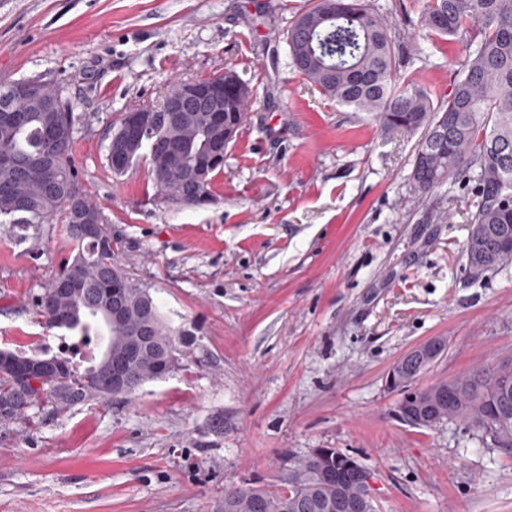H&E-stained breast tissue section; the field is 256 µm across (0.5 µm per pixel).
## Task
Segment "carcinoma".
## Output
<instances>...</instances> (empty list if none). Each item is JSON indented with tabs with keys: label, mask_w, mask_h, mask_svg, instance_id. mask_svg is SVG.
Returning a JSON list of instances; mask_svg holds the SVG:
<instances>
[{
	"label": "carcinoma",
	"mask_w": 512,
	"mask_h": 512,
	"mask_svg": "<svg viewBox=\"0 0 512 512\" xmlns=\"http://www.w3.org/2000/svg\"><path fill=\"white\" fill-rule=\"evenodd\" d=\"M419 25L428 36L458 37L464 60L460 77L439 104L412 81L397 80L406 58L419 53L404 45L370 0H312L288 27L291 64L341 106L373 116L388 130L421 133L411 184L426 198L450 180L473 184L476 201L467 240L481 241L482 273L512 263V0H428ZM16 84H0V224L26 227L65 224L69 254L58 275L31 304L51 329L78 340L106 341L122 362L134 389L112 387L109 374L91 354L79 369L63 357V371L20 375L0 367V425L36 423L90 402L131 400L145 383L171 372L181 360L180 332L150 293L118 265L112 226L92 203L71 150L78 132L74 106L59 87L42 83L34 98L20 97ZM252 96L247 84L228 87L224 106L201 102L188 112H154L129 130L125 112L112 128V148L122 147L134 164L145 162L157 194L175 207H203L212 199L215 177L224 170V118L246 122ZM98 221L83 235L84 219ZM67 279L75 288L56 291ZM117 291L127 315L112 323L105 310ZM422 370L405 372L394 388L404 390L398 412L416 414L429 404L439 421L463 419L481 434L496 431L512 452V361L483 366L427 387L409 385ZM346 455L315 448L291 471L289 489L271 494L253 487L224 494L222 512H326L340 498L357 499L364 488L336 483Z\"/></svg>",
	"instance_id": "obj_1"
}]
</instances>
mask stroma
I'll list each match as a JSON object with an SVG mask.
<instances>
[{
	"label": "stroma",
	"instance_id": "1",
	"mask_svg": "<svg viewBox=\"0 0 512 512\" xmlns=\"http://www.w3.org/2000/svg\"><path fill=\"white\" fill-rule=\"evenodd\" d=\"M310 0H0V83L59 85L82 123L72 154L115 253L182 334L168 377L25 430L0 426V512H216L227 490H288L313 449L371 473L376 512H512V454L463 420L403 422L392 366L438 337L415 381L512 359V265L470 279L474 196L417 198L419 134L336 104L289 64ZM425 0H375L403 40ZM400 71L433 102L460 45L421 41ZM235 71L253 97L213 201L157 200L147 165L115 177L106 147L174 80ZM69 249L63 225L0 224V349L81 360L30 303Z\"/></svg>",
	"mask_w": 512,
	"mask_h": 512
}]
</instances>
